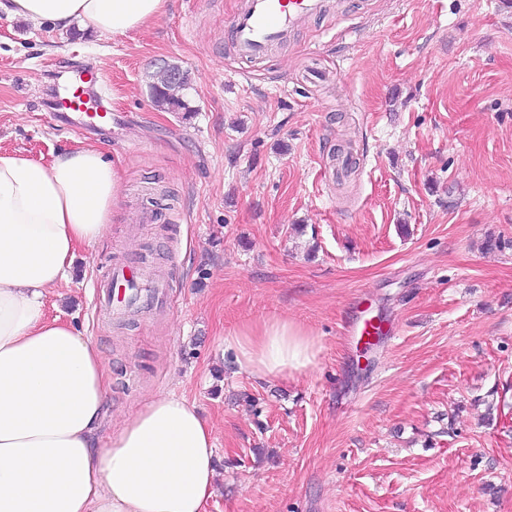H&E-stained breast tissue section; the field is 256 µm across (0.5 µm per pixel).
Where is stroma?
I'll list each match as a JSON object with an SVG mask.
<instances>
[{
  "label": "stroma",
  "mask_w": 512,
  "mask_h": 512,
  "mask_svg": "<svg viewBox=\"0 0 512 512\" xmlns=\"http://www.w3.org/2000/svg\"><path fill=\"white\" fill-rule=\"evenodd\" d=\"M239 7L168 0L114 38L0 18V153L95 143L121 175L48 314L99 349L113 424L170 391L213 424L207 512H512V0H345L257 62L225 44ZM173 62L185 112L148 87ZM63 66L115 122L54 111ZM136 264L165 309L114 322L93 284ZM275 316L318 354L260 381L225 340Z\"/></svg>",
  "instance_id": "1"
}]
</instances>
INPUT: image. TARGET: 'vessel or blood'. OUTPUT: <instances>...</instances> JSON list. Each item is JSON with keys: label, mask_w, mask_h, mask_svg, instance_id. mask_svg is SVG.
I'll return each instance as SVG.
<instances>
[{"label": "vessel or blood", "mask_w": 512, "mask_h": 512, "mask_svg": "<svg viewBox=\"0 0 512 512\" xmlns=\"http://www.w3.org/2000/svg\"><path fill=\"white\" fill-rule=\"evenodd\" d=\"M325 0H244L227 27V36L239 57L259 59L283 42L304 18L321 13ZM98 77L87 72L66 96L56 102L57 109L74 113L78 130L97 127L111 120L103 96L96 92ZM166 284L143 269L123 266L113 269L99 286L102 304L114 317L124 316L132 306L150 307L164 296Z\"/></svg>", "instance_id": "vessel-or-blood-1"}]
</instances>
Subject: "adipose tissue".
I'll return each mask as SVG.
<instances>
[{"label":"adipose tissue","instance_id":"1","mask_svg":"<svg viewBox=\"0 0 512 512\" xmlns=\"http://www.w3.org/2000/svg\"><path fill=\"white\" fill-rule=\"evenodd\" d=\"M167 0H0V15L102 35L148 26ZM120 174L94 144L50 162L0 154V512H205L215 492L212 424L193 402L158 394L101 436L108 370L96 346L45 313L79 248L112 222ZM259 380L299 373L316 339L277 317L229 342Z\"/></svg>","mask_w":512,"mask_h":512}]
</instances>
